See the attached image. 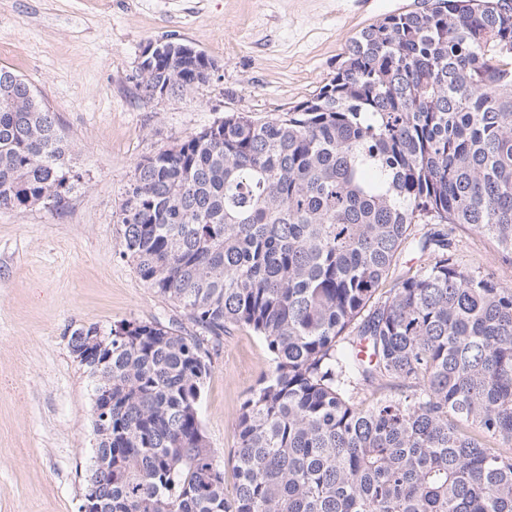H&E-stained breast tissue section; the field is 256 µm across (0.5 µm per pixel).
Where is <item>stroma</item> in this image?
<instances>
[{
  "instance_id": "stroma-1",
  "label": "stroma",
  "mask_w": 512,
  "mask_h": 512,
  "mask_svg": "<svg viewBox=\"0 0 512 512\" xmlns=\"http://www.w3.org/2000/svg\"><path fill=\"white\" fill-rule=\"evenodd\" d=\"M412 0H0V68L31 83L73 147L62 206L0 209V512H80L94 445V380L72 332L124 322L186 323L123 257L119 222L136 165L235 112L268 120L318 93L360 29ZM176 37L215 63L206 83L144 96L143 47ZM470 269L512 287L488 236L453 226ZM199 419L219 449L224 488L240 405L272 367L265 343L228 329Z\"/></svg>"
}]
</instances>
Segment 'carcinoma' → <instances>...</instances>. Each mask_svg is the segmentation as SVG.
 I'll return each instance as SVG.
<instances>
[{"label": "carcinoma", "mask_w": 512, "mask_h": 512, "mask_svg": "<svg viewBox=\"0 0 512 512\" xmlns=\"http://www.w3.org/2000/svg\"><path fill=\"white\" fill-rule=\"evenodd\" d=\"M212 68L145 58L137 79L174 95ZM69 155L0 68V209L60 205ZM121 224L123 257L193 330L70 336L100 400L89 512H512V287L442 230L512 260V0L386 15L284 116L233 114L141 160ZM409 249L425 263L381 291ZM231 326L272 369L240 407L229 496L198 408ZM450 229L464 265L476 272H491L502 285L512 287V262L502 258L493 239L468 225L448 224Z\"/></svg>", "instance_id": "obj_1"}]
</instances>
